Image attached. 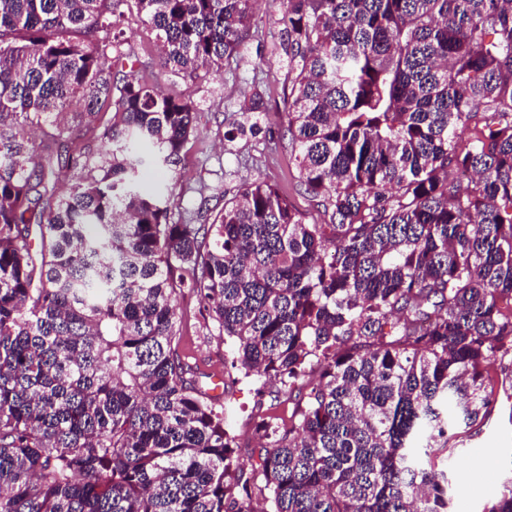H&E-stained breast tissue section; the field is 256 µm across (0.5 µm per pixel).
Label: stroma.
<instances>
[{
  "label": "stroma",
  "mask_w": 512,
  "mask_h": 512,
  "mask_svg": "<svg viewBox=\"0 0 512 512\" xmlns=\"http://www.w3.org/2000/svg\"><path fill=\"white\" fill-rule=\"evenodd\" d=\"M120 28L123 51L138 58L130 76L155 82L163 92L191 100L200 109L195 132L178 166L172 221L199 218L205 209L218 213L241 183L256 179L276 185L309 219H318L314 203L294 188L297 171L283 112L286 71L275 53L280 33L268 15L265 0H259L243 52L226 61L221 71L196 78L174 77L161 69L155 35L137 12H127ZM256 93L262 99L257 114L259 132L225 140V133L243 120L240 108L244 101ZM176 307L179 351L195 368L203 386H210L212 370L221 371L229 386L227 405L237 434L235 454L242 468H250L255 460L254 419L261 413L287 418L292 403L281 385L268 384L259 393L253 382L230 369L231 345L217 325L205 318L195 291L184 289ZM471 434V440L457 448L448 463L449 479L468 487L466 496L455 504L456 512H483L487 502L512 479V395L497 393L489 420L473 427Z\"/></svg>",
  "instance_id": "obj_1"
}]
</instances>
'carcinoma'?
<instances>
[{"instance_id":"carcinoma-1","label":"carcinoma","mask_w":512,"mask_h":512,"mask_svg":"<svg viewBox=\"0 0 512 512\" xmlns=\"http://www.w3.org/2000/svg\"><path fill=\"white\" fill-rule=\"evenodd\" d=\"M130 1L176 77L239 54L256 2L0 0V512H450L432 458L512 387V0H279L320 219L252 181L210 224L171 221L198 111L121 77ZM73 102L106 154L55 123ZM187 286L294 398L247 478L178 349Z\"/></svg>"}]
</instances>
